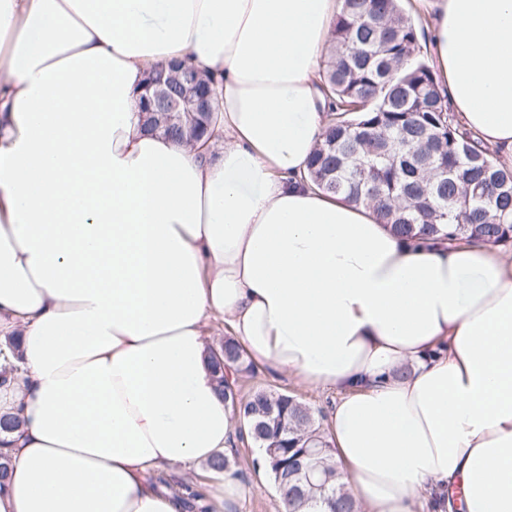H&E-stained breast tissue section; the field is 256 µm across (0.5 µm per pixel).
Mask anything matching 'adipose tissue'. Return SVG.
Wrapping results in <instances>:
<instances>
[{
	"label": "adipose tissue",
	"instance_id": "ef3b65f1",
	"mask_svg": "<svg viewBox=\"0 0 512 512\" xmlns=\"http://www.w3.org/2000/svg\"><path fill=\"white\" fill-rule=\"evenodd\" d=\"M452 112L512 166V0H415ZM340 0H0V512H180L151 481L235 441L209 366L338 395L363 512H512V257L403 239L303 179ZM186 61L211 133H147L149 68Z\"/></svg>",
	"mask_w": 512,
	"mask_h": 512
}]
</instances>
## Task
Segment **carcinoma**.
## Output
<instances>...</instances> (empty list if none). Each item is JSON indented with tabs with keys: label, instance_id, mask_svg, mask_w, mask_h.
Here are the masks:
<instances>
[{
	"label": "carcinoma",
	"instance_id": "obj_1",
	"mask_svg": "<svg viewBox=\"0 0 512 512\" xmlns=\"http://www.w3.org/2000/svg\"><path fill=\"white\" fill-rule=\"evenodd\" d=\"M326 128L311 155L307 174L321 191L344 197L376 213L382 224L401 237L466 238L471 243L512 240V168L487 157L473 137L460 132L443 89L426 62L417 21L402 0H342L332 30V45L323 70ZM212 113L194 125L160 130L177 142L202 137ZM438 123L448 131V154L416 158L420 136ZM370 157L362 168L349 157ZM445 165L455 173L434 188L430 202L414 196L416 171ZM224 352L212 364L219 390L230 412L240 403L255 413L247 427L257 449L270 437H281L295 456L311 441L324 448L319 462L332 479L324 496L280 498L299 512H317L325 504L334 512H351L354 500L339 483L333 448L318 419L306 405L286 393L258 387L240 395V376L254 373L233 337L211 353Z\"/></svg>",
	"mask_w": 512,
	"mask_h": 512
}]
</instances>
